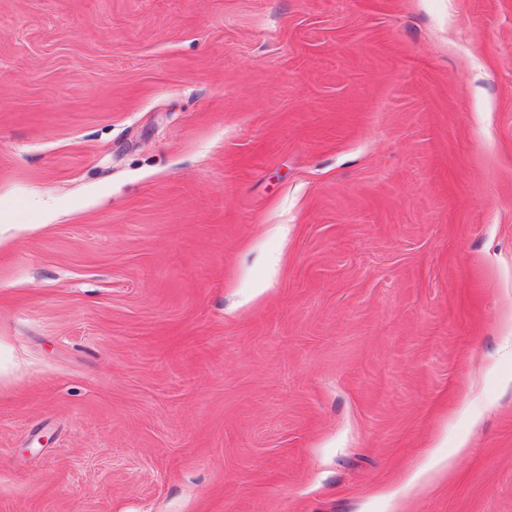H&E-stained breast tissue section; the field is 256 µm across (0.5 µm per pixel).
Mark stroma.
I'll use <instances>...</instances> for the list:
<instances>
[{
  "instance_id": "35a3bbf8",
  "label": "stroma",
  "mask_w": 512,
  "mask_h": 512,
  "mask_svg": "<svg viewBox=\"0 0 512 512\" xmlns=\"http://www.w3.org/2000/svg\"><path fill=\"white\" fill-rule=\"evenodd\" d=\"M0 512H512V0H0Z\"/></svg>"
}]
</instances>
